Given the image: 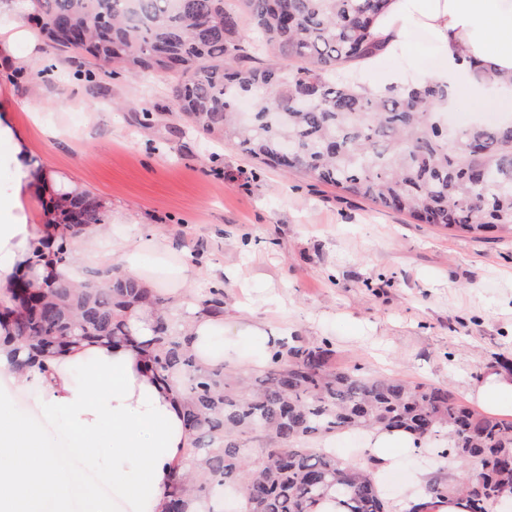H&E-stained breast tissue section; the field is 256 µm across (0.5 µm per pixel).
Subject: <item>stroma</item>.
<instances>
[{"label": "stroma", "mask_w": 512, "mask_h": 512, "mask_svg": "<svg viewBox=\"0 0 512 512\" xmlns=\"http://www.w3.org/2000/svg\"><path fill=\"white\" fill-rule=\"evenodd\" d=\"M49 68L33 82V66ZM94 59L72 63L39 42L30 64H0V100L31 139V159L63 184L107 204L109 238L191 285L156 282L164 298L224 292V317L249 316L273 333L329 343L333 362L447 388L471 408L497 360H512V236L482 239L376 208L299 173L263 166L228 142L205 141L174 115L165 73L102 79ZM40 99L39 119L27 105ZM431 454L400 455L383 474L396 512Z\"/></svg>", "instance_id": "stroma-1"}]
</instances>
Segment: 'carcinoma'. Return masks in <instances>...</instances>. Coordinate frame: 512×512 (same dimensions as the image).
<instances>
[{
    "label": "carcinoma",
    "instance_id": "obj_1",
    "mask_svg": "<svg viewBox=\"0 0 512 512\" xmlns=\"http://www.w3.org/2000/svg\"><path fill=\"white\" fill-rule=\"evenodd\" d=\"M26 2L21 20L35 22L50 47L72 60L90 56L111 78L173 75L177 111L208 139L416 224L512 234V121L450 129L433 86L377 98L347 75V65L378 50L373 27L388 0ZM244 21L274 54L262 67L248 64ZM288 59L297 65H279ZM105 222L95 195H59L54 264L63 272L40 286L13 285L9 334L27 352L16 360L23 369L38 353L90 339L132 345L130 310L154 309L151 369L180 386L197 459L187 472L173 468L165 512H215L212 498L226 485L240 487V512H317L330 495L339 512H391L369 460L311 446L347 429L403 431L419 451L446 436L441 457L482 462L476 477L466 469L455 484H430L414 512H431L450 495L466 512H488L493 492L512 485V420L477 413L445 388L334 368L329 344L301 340L278 343L256 376L201 365L165 300L137 279L117 267L80 282L64 273L75 260L72 239ZM201 306L223 315L224 294L209 290ZM257 429L267 440L252 454L243 436Z\"/></svg>",
    "mask_w": 512,
    "mask_h": 512
}]
</instances>
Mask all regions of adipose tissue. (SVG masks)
<instances>
[{
  "label": "adipose tissue",
  "mask_w": 512,
  "mask_h": 512,
  "mask_svg": "<svg viewBox=\"0 0 512 512\" xmlns=\"http://www.w3.org/2000/svg\"><path fill=\"white\" fill-rule=\"evenodd\" d=\"M12 0H0V58L21 65L24 50L35 49L36 34L11 19ZM426 33L443 52L440 69L426 73L442 86L446 107L460 92L482 101V83L471 77V62L488 75L512 76V0H391L374 26L380 50L363 68L378 73L368 91L385 96L403 91L404 74L386 67L389 56L404 53L412 30ZM13 176L0 192V309L13 307L9 287L15 276L42 282L52 272L48 257L59 228L51 221L61 184L47 167L30 160L27 138L12 108L0 105V168ZM186 325L205 361H224L226 343L245 347L251 360L264 359L278 338L258 323L225 322L200 306L187 308ZM154 314L138 307L130 313L135 345L88 341L62 353L43 355L25 371L13 368L15 346L0 342V378L14 390L38 385L39 409L47 422L64 420L73 432L72 456L99 468L127 512H164V490L174 463L187 445L182 422L183 395L147 367ZM84 383H75L73 367ZM111 449L112 466L100 469L102 449ZM66 459L49 445V432L19 417L8 397L0 396V512H44L68 474Z\"/></svg>",
  "instance_id": "adipose-tissue-1"
}]
</instances>
